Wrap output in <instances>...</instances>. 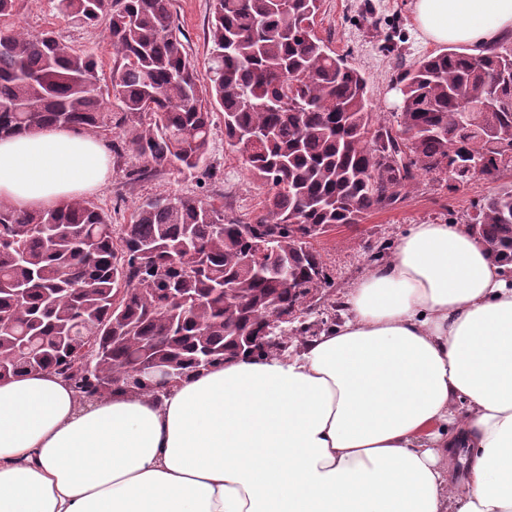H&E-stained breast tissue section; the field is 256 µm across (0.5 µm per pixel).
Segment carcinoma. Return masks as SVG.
Wrapping results in <instances>:
<instances>
[{
    "label": "carcinoma",
    "mask_w": 512,
    "mask_h": 512,
    "mask_svg": "<svg viewBox=\"0 0 512 512\" xmlns=\"http://www.w3.org/2000/svg\"><path fill=\"white\" fill-rule=\"evenodd\" d=\"M0 0V137L44 127L99 135L141 165L130 175L195 170L213 110L224 137L267 188L245 224L198 198L155 196L117 229L84 199L36 210L0 200V378L51 371L81 393L154 392L155 354L172 375L238 355L288 350L254 337L305 317L334 286L312 240L401 202L422 176L451 188L512 171V48L452 50L397 64L401 110L369 106L365 76L314 32L320 0H212L205 70L188 58L173 0H56L78 25L108 21L109 83L91 48L16 28ZM260 132L256 149L244 135ZM470 231L512 264V182L467 214ZM266 262H245L254 245Z\"/></svg>",
    "instance_id": "carcinoma-1"
}]
</instances>
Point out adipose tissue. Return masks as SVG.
<instances>
[{
	"label": "adipose tissue",
	"mask_w": 512,
	"mask_h": 512,
	"mask_svg": "<svg viewBox=\"0 0 512 512\" xmlns=\"http://www.w3.org/2000/svg\"><path fill=\"white\" fill-rule=\"evenodd\" d=\"M412 9L426 40L473 54L512 35V0ZM109 176L68 128L0 140V198L21 208ZM341 305L298 353L219 361L158 399L0 379V512H512V276L486 243L410 225Z\"/></svg>",
	"instance_id": "obj_1"
}]
</instances>
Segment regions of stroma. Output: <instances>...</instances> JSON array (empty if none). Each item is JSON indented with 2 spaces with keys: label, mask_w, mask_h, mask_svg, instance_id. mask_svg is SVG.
I'll return each mask as SVG.
<instances>
[{
  "label": "stroma",
  "mask_w": 512,
  "mask_h": 512,
  "mask_svg": "<svg viewBox=\"0 0 512 512\" xmlns=\"http://www.w3.org/2000/svg\"><path fill=\"white\" fill-rule=\"evenodd\" d=\"M210 5L211 0L173 2L188 56L201 70L207 66ZM16 22L33 36L51 30L67 46L96 48L103 70L112 66L105 25L74 27L55 15L49 0H21ZM315 32L336 54L346 56L365 73L373 111L387 116L401 103L395 80L397 62L411 64L437 49L436 44L421 38L413 22L412 0H322ZM134 164L130 157L113 158L107 183L85 195L110 216L113 224L129 223L135 207L157 194L199 197L244 222L253 221L262 211L263 189L250 177L240 153L224 139L223 110L213 114L204 166L190 172L164 171L133 182L128 171ZM499 186V181L476 177L449 189L426 178L394 208L373 212L358 224L339 227L315 239L314 246L336 282V294H343L368 272L370 244L380 239L397 241L411 224L463 221L479 199L493 194Z\"/></svg>",
  "instance_id": "1"
}]
</instances>
